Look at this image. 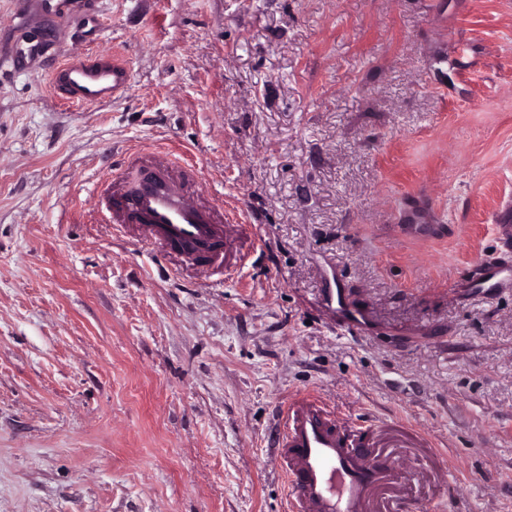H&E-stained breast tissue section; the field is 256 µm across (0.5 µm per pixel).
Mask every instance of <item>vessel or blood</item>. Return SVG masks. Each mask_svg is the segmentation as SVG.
Wrapping results in <instances>:
<instances>
[{
	"mask_svg": "<svg viewBox=\"0 0 512 512\" xmlns=\"http://www.w3.org/2000/svg\"><path fill=\"white\" fill-rule=\"evenodd\" d=\"M131 72L123 58L102 50L94 58L61 63L49 77L51 90L78 107L105 103L124 94ZM127 221L147 225L151 234L175 246L206 239L210 217L174 183L154 169L138 172V189L122 202ZM504 265L479 264L476 287H505ZM274 443L290 484L293 512H364L368 492L409 480L398 456L370 454L372 430L337 423L317 400L292 399L283 410Z\"/></svg>",
	"mask_w": 512,
	"mask_h": 512,
	"instance_id": "obj_1",
	"label": "vessel or blood"
}]
</instances>
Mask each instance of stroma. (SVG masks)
I'll use <instances>...</instances> for the list:
<instances>
[{"mask_svg":"<svg viewBox=\"0 0 512 512\" xmlns=\"http://www.w3.org/2000/svg\"><path fill=\"white\" fill-rule=\"evenodd\" d=\"M0 0V512H287L296 394L414 477L416 512H512V0ZM112 48L120 98L46 74ZM160 150L224 214L202 267L114 224ZM508 267L499 263H481L473 277L475 288L508 287L510 281L501 277Z\"/></svg>","mask_w":512,"mask_h":512,"instance_id":"1","label":"stroma"}]
</instances>
